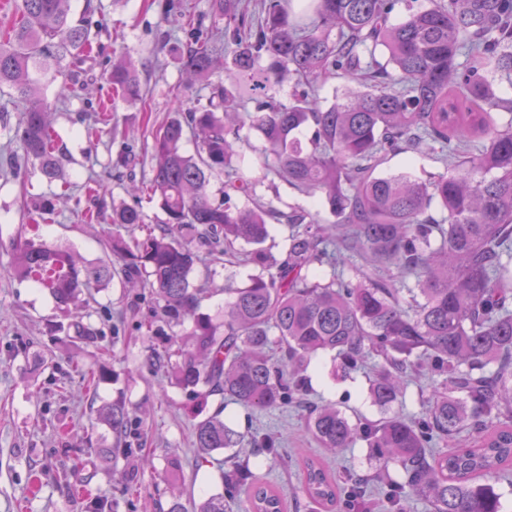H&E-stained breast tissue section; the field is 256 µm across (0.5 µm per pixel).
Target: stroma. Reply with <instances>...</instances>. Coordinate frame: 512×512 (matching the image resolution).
Here are the masks:
<instances>
[{"mask_svg":"<svg viewBox=\"0 0 512 512\" xmlns=\"http://www.w3.org/2000/svg\"><path fill=\"white\" fill-rule=\"evenodd\" d=\"M182 3V14L168 15L164 0H72L75 18L92 9L104 29L94 44V60L80 68L67 67L65 81L50 83L46 91L51 101L60 85L69 88L67 107L53 109L51 120L72 186L57 200L53 222L41 225L40 233L48 245L74 248L84 263L106 259L101 242L112 234V209L127 202L124 187L130 180L148 174L153 130L177 107L193 104L184 87L180 54L192 27L207 29L216 19L210 0ZM120 57L136 63L144 101L131 104L114 96L109 72ZM103 108L112 114V131L92 146L85 135L89 117ZM128 130L135 131L136 140L124 139ZM128 145L136 154L134 163L117 166ZM91 175L101 182L93 198L82 187ZM23 189L32 203L53 191L30 167L21 168L19 177L0 178V512H88L87 500L59 480L61 462L75 470L77 479L87 481L111 512H165L172 497L186 503L223 492L218 462L227 459V452L204 459L193 446L195 424L217 410L235 430L274 440L275 449L259 457L256 474L280 486L288 512H320L301 491L303 460L322 453L306 427L309 409L333 401L347 416L380 419L365 375L333 379L329 359H321L309 371L308 406L303 410L286 405L259 411L222 404L217 395L200 398L145 363L149 349L184 345L188 326L169 329L164 336L144 335L139 323L160 319V305L154 296L126 288L117 277L91 288L86 308L91 322L103 330L102 345L110 348V355H99V347L93 346L70 349L48 333V320L58 314L51 295L10 272L9 241L29 229L21 211ZM89 211L98 213V221L85 223ZM257 272L253 265H197L195 279L208 280L213 290L202 302L201 313L222 321L227 288L245 286ZM49 351L54 366L40 368L36 354ZM99 368L105 369V377L87 385L83 373ZM112 402L123 403L129 412L120 438L89 419L91 408ZM57 425L66 426L68 436L54 433ZM111 446L116 452L106 470L99 467L95 451ZM172 458L182 464L177 480L164 473Z\"/></svg>","mask_w":512,"mask_h":512,"instance_id":"1","label":"stroma"}]
</instances>
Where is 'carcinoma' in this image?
I'll list each match as a JSON object with an SVG mask.
<instances>
[{"mask_svg": "<svg viewBox=\"0 0 512 512\" xmlns=\"http://www.w3.org/2000/svg\"><path fill=\"white\" fill-rule=\"evenodd\" d=\"M72 0H17V20L0 41V92L20 106L9 144V174L33 165L49 183L62 179L52 143L43 78L61 63L90 58V32L73 18ZM224 21L193 33L183 66L206 83V102L160 125L153 135L151 176L126 193L156 201L165 219L138 237L118 232L105 249L122 260L84 264L69 248L18 239L12 270L46 288L63 309L83 288L119 272L162 302V322L193 320L191 346L171 360L151 350L147 364L203 397L222 395L270 410L299 403L305 372L320 354L347 376L373 360L369 394L389 411L403 403L407 378L422 371L437 387L422 417L400 413L352 422L334 404L314 408L310 430L330 450L362 441L374 449L375 473L389 479L388 512L407 500L429 512H500L495 485L512 469V99L495 84L512 83V0H430L408 6L390 22L395 0H211ZM233 46L224 59L217 44ZM117 96L143 100L136 64L112 62ZM341 82L336 101L318 97L329 80ZM292 84L288 101L275 87ZM257 132L264 177L312 200L286 214L257 195L259 180L245 174L242 131ZM196 140L188 154L183 143ZM402 150L431 152L445 172L420 180L409 171L381 176L376 169ZM224 174L222 198H210L214 173ZM438 206L441 216L431 214ZM333 221L326 225L320 211ZM286 220L288 249L269 262L263 244L273 221ZM144 223L141 210L123 204L112 224ZM252 249L235 251V244ZM205 249L261 272L241 288H226L224 322L198 313L212 289L191 274ZM72 345H98L101 332L77 316ZM118 435L128 423L124 405L97 410ZM245 436L220 414L194 426L204 456L220 449L269 447ZM305 497L325 512L345 501L347 512H368L367 480L340 484L319 458L303 462ZM237 512H287L279 490L235 462L221 473ZM168 512H226L224 495L186 507L174 498Z\"/></svg>", "mask_w": 512, "mask_h": 512, "instance_id": "carcinoma-1", "label": "carcinoma"}]
</instances>
